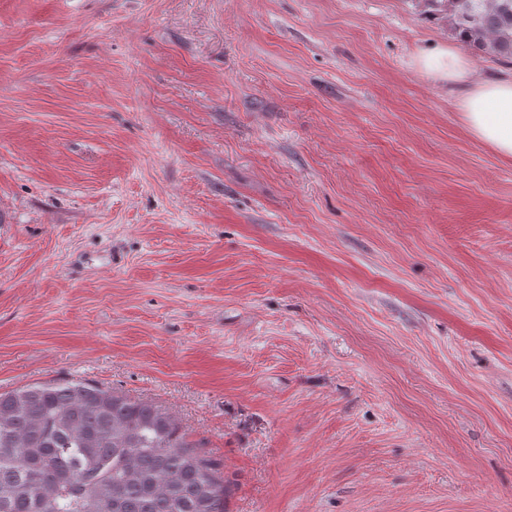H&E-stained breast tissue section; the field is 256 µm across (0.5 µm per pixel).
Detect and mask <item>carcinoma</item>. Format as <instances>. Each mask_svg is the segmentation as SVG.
Returning <instances> with one entry per match:
<instances>
[{
    "label": "carcinoma",
    "mask_w": 512,
    "mask_h": 512,
    "mask_svg": "<svg viewBox=\"0 0 512 512\" xmlns=\"http://www.w3.org/2000/svg\"><path fill=\"white\" fill-rule=\"evenodd\" d=\"M512 65V0H423ZM224 468L150 402L77 379L0 393V512H228Z\"/></svg>",
    "instance_id": "obj_1"
}]
</instances>
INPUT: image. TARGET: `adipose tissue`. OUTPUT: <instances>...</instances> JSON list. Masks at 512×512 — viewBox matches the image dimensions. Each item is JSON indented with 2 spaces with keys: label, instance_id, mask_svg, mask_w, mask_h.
Returning <instances> with one entry per match:
<instances>
[{
  "label": "adipose tissue",
  "instance_id": "1",
  "mask_svg": "<svg viewBox=\"0 0 512 512\" xmlns=\"http://www.w3.org/2000/svg\"><path fill=\"white\" fill-rule=\"evenodd\" d=\"M414 65L431 80L464 85L460 110L471 134L503 158L512 159L511 78L472 80L468 60L445 43L419 50Z\"/></svg>",
  "mask_w": 512,
  "mask_h": 512
}]
</instances>
